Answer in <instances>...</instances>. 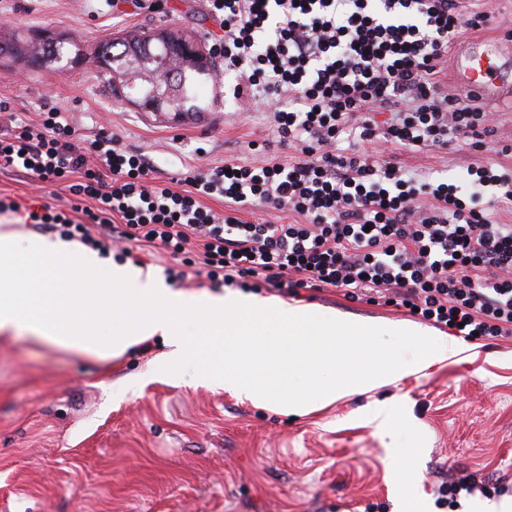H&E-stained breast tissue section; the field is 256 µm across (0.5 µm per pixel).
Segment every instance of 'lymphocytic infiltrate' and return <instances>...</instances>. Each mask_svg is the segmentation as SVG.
Masks as SVG:
<instances>
[{"instance_id": "obj_1", "label": "lymphocytic infiltrate", "mask_w": 512, "mask_h": 512, "mask_svg": "<svg viewBox=\"0 0 512 512\" xmlns=\"http://www.w3.org/2000/svg\"><path fill=\"white\" fill-rule=\"evenodd\" d=\"M224 37L233 99L249 111L266 97L280 145L254 144L255 162L184 173L181 189L152 175L114 133L71 142L57 108L21 125L0 101V167L28 171L91 199L83 221L46 206L0 213L60 232L94 249L119 240L164 249L187 271L227 287L333 288L352 302L415 311L417 319L471 340L512 342V174L470 168L474 191L417 178L373 158L376 138L399 147L444 148L463 140L483 151L499 116L467 103L437 78L460 34L491 15L462 0H209ZM387 113L377 122L376 113ZM352 154L337 153L341 135ZM222 197L223 211L204 205ZM287 215L284 224L244 221L245 205Z\"/></svg>"}]
</instances>
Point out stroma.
Returning <instances> with one entry per match:
<instances>
[{
  "instance_id": "obj_1",
  "label": "stroma",
  "mask_w": 512,
  "mask_h": 512,
  "mask_svg": "<svg viewBox=\"0 0 512 512\" xmlns=\"http://www.w3.org/2000/svg\"><path fill=\"white\" fill-rule=\"evenodd\" d=\"M76 36L74 67H0V100L25 122L58 107L82 144L118 133L156 177L254 160L251 142L275 140L264 109L237 111L234 76L205 83V116L174 126L113 91L93 60L102 41L160 27L192 31L203 46L219 34L206 0H0V28ZM370 153L409 172L469 189L467 169L493 150L402 148ZM67 208L61 185L42 186L0 168V196ZM296 304L328 314L407 320L392 307L352 303L332 290H303ZM454 352L429 368L303 416L240 401L190 373H164L166 344L153 338L121 358L98 360L0 334V512H403L435 505L437 486L475 474L512 485V343L454 336ZM391 409L386 426L373 409Z\"/></svg>"
}]
</instances>
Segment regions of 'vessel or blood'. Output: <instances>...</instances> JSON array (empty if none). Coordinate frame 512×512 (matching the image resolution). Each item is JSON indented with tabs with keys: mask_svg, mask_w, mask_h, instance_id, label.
<instances>
[{
	"mask_svg": "<svg viewBox=\"0 0 512 512\" xmlns=\"http://www.w3.org/2000/svg\"><path fill=\"white\" fill-rule=\"evenodd\" d=\"M512 57V44L493 43L490 53L479 49L478 41L455 46L452 52L455 81L473 94L478 102L492 104L512 99V83L500 76V58Z\"/></svg>",
	"mask_w": 512,
	"mask_h": 512,
	"instance_id": "obj_1",
	"label": "vessel or blood"
}]
</instances>
